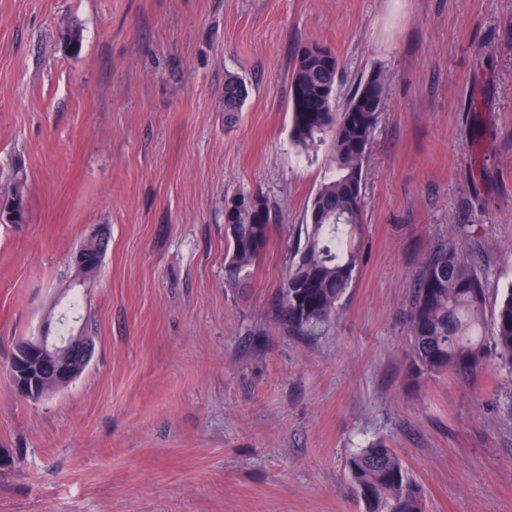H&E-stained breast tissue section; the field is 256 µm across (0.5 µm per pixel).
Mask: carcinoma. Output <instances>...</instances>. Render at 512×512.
Listing matches in <instances>:
<instances>
[{
    "label": "carcinoma",
    "instance_id": "cac0c4a2",
    "mask_svg": "<svg viewBox=\"0 0 512 512\" xmlns=\"http://www.w3.org/2000/svg\"><path fill=\"white\" fill-rule=\"evenodd\" d=\"M337 60L317 44L300 48L290 79L291 137L305 147L320 139L328 144L333 172L310 197L304 241L293 252L279 290V319L292 335L317 336L336 315L362 261L361 185L364 162L378 113L365 112L368 99L384 103L386 78L379 72L357 86L343 111L336 110ZM249 97L246 82H224V112L232 119ZM239 195L224 201L228 238L225 284L239 287L240 275L265 249L272 214L266 200L254 195L248 206ZM6 199L17 215L27 214V174L16 160ZM471 231L452 228L414 276L407 321L413 364L421 374L449 371L461 379L476 375L487 357L481 331L485 303L483 277L477 268ZM492 345L498 368L512 375V286L493 317ZM350 485L365 512H424L419 486L397 451L383 440L370 441L346 459Z\"/></svg>",
    "mask_w": 512,
    "mask_h": 512
}]
</instances>
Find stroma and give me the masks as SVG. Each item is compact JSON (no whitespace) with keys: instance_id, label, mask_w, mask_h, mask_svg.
<instances>
[{"instance_id":"35a3bbf8","label":"stroma","mask_w":512,"mask_h":512,"mask_svg":"<svg viewBox=\"0 0 512 512\" xmlns=\"http://www.w3.org/2000/svg\"><path fill=\"white\" fill-rule=\"evenodd\" d=\"M309 43L336 54L338 107L387 79L362 261L314 337L277 307L329 163L291 138ZM231 75L250 96L230 122ZM19 158L28 221L0 223V512H364L345 459L379 438L425 512H512V379L418 375L407 324L451 227L474 231L485 331L512 284V0H0V196ZM240 192L276 222L230 288L224 200ZM97 224L111 239L79 322L93 358L22 398L13 348L57 317Z\"/></svg>"}]
</instances>
